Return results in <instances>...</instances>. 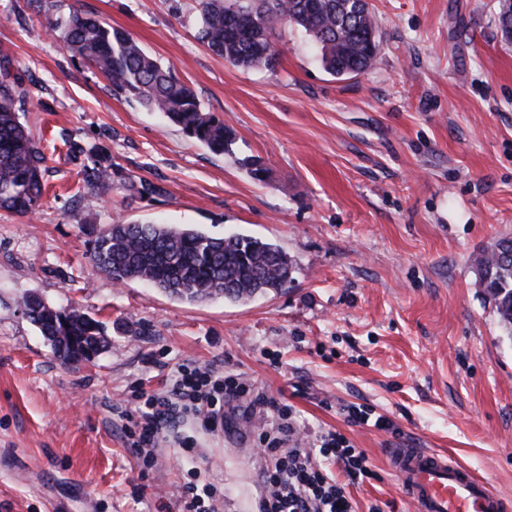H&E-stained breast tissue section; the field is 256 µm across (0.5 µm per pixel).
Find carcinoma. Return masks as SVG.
<instances>
[{
	"label": "carcinoma",
	"instance_id": "cac0c4a2",
	"mask_svg": "<svg viewBox=\"0 0 512 512\" xmlns=\"http://www.w3.org/2000/svg\"><path fill=\"white\" fill-rule=\"evenodd\" d=\"M197 38L229 64L274 67L281 52L279 31L304 30L320 49L332 75H354L376 58L379 41L366 9L352 13L354 0H197ZM66 51L81 58L118 93L161 112L191 139L221 155L230 140L224 121L206 112L193 89L170 67L149 56L126 31L81 10L63 22H48ZM23 100L0 81V210L30 216L43 198L45 156L19 122ZM91 261L121 284L144 281L179 300L215 298L247 301L279 291L291 281L293 263L280 247L258 238L216 237L168 224L115 223L93 243ZM476 284L497 317L502 336L512 342V237H502L475 261ZM29 320L65 365L89 360L88 351L108 345L101 322L74 308H58L36 295L22 299Z\"/></svg>",
	"mask_w": 512,
	"mask_h": 512
}]
</instances>
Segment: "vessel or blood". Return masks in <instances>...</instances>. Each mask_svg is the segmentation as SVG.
I'll return each instance as SVG.
<instances>
[{
    "label": "vessel or blood",
    "mask_w": 512,
    "mask_h": 512,
    "mask_svg": "<svg viewBox=\"0 0 512 512\" xmlns=\"http://www.w3.org/2000/svg\"><path fill=\"white\" fill-rule=\"evenodd\" d=\"M389 463L419 512H512L511 500L447 455L424 448H393Z\"/></svg>",
    "instance_id": "b4317fda"
}]
</instances>
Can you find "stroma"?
I'll return each mask as SVG.
<instances>
[{
    "label": "stroma",
    "instance_id": "stroma-1",
    "mask_svg": "<svg viewBox=\"0 0 512 512\" xmlns=\"http://www.w3.org/2000/svg\"><path fill=\"white\" fill-rule=\"evenodd\" d=\"M373 64L337 78L310 37L282 29L276 68L230 65L195 37L196 0H0V69L45 157L38 213L0 210V512H177L190 472L252 512L258 417L181 429L146 468L113 409L190 362L253 380L309 435H345L373 479L355 512H416L392 448H431L512 497V342L473 261L512 236V40L498 0H368ZM173 67L231 133L224 154L115 93L47 22L72 9ZM108 168L109 187L85 182ZM160 221L282 248L292 280L247 302L189 303L90 259L114 221ZM35 294L102 322L109 346L62 365L21 305ZM371 409L389 433L347 422Z\"/></svg>",
    "mask_w": 512,
    "mask_h": 512
}]
</instances>
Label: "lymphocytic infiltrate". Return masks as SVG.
Returning <instances> with one entry per match:
<instances>
[{"label":"lymphocytic infiltrate","instance_id":"f902f5d3","mask_svg":"<svg viewBox=\"0 0 512 512\" xmlns=\"http://www.w3.org/2000/svg\"><path fill=\"white\" fill-rule=\"evenodd\" d=\"M241 400L264 415L259 434L262 465L256 474L261 494L254 512H354L347 485L374 476L364 450L337 432L320 435L315 447L302 446L288 404L259 392L244 376L213 366H182L166 391L139 394L136 404L125 410L126 418L135 422L132 446L144 464H151L167 425L182 419L217 431L224 426L225 403ZM334 465L341 468L345 482L331 473ZM223 508L224 494L214 484L191 480L180 488V512Z\"/></svg>","mask_w":512,"mask_h":512}]
</instances>
